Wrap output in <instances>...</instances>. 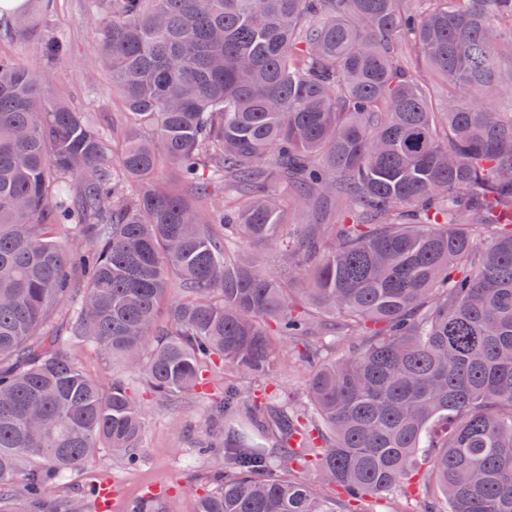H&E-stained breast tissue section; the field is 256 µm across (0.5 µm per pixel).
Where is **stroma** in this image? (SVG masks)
Here are the masks:
<instances>
[{"mask_svg": "<svg viewBox=\"0 0 512 512\" xmlns=\"http://www.w3.org/2000/svg\"><path fill=\"white\" fill-rule=\"evenodd\" d=\"M49 29L65 33L73 57L57 69L44 96L63 99L76 109L89 113L91 120L104 130L119 126L120 116L112 97L107 94L98 73L99 58L94 39L93 16L88 0H44ZM75 358L86 373L103 386L123 381L145 410L147 447L135 467L114 459L107 449H100L72 471L66 482L52 486L48 495L64 500L91 484H108L112 498L106 504H88V512H133L143 499L156 498L161 512H189L194 497L211 491L209 471L215 459L201 455L203 446L220 445L224 425L212 421V401L224 393V380L214 377L205 392L188 395L178 407H171L150 393L137 371L108 360L95 347L72 339ZM244 395L264 391L299 397L305 393V375L286 367H276L269 379L237 382Z\"/></svg>", "mask_w": 512, "mask_h": 512, "instance_id": "stroma-1", "label": "stroma"}]
</instances>
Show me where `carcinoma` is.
<instances>
[{"label": "carcinoma", "instance_id": "carcinoma-1", "mask_svg": "<svg viewBox=\"0 0 512 512\" xmlns=\"http://www.w3.org/2000/svg\"><path fill=\"white\" fill-rule=\"evenodd\" d=\"M42 2L7 11L42 62L0 54V503L144 448L68 307L170 405L224 368L191 512H512V0H92L118 139L41 97L71 60ZM281 362L303 400L241 396Z\"/></svg>", "mask_w": 512, "mask_h": 512}]
</instances>
